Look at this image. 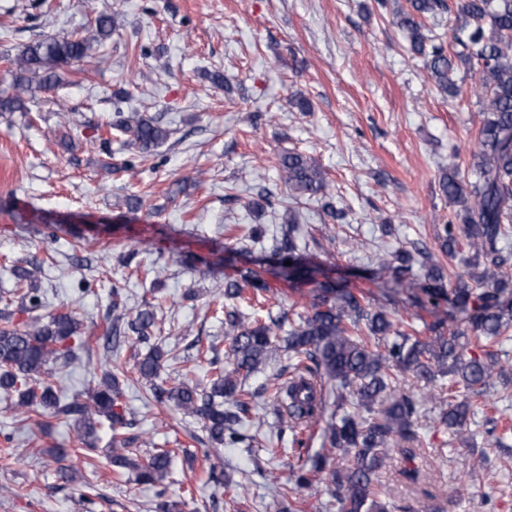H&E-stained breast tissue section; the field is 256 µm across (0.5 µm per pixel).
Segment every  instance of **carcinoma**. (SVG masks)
Segmentation results:
<instances>
[{
	"instance_id": "cac0c4a2",
	"label": "carcinoma",
	"mask_w": 512,
	"mask_h": 512,
	"mask_svg": "<svg viewBox=\"0 0 512 512\" xmlns=\"http://www.w3.org/2000/svg\"><path fill=\"white\" fill-rule=\"evenodd\" d=\"M457 8L460 23L450 37L457 47L452 56L444 42H435L426 26V20L448 9L446 0H409V6L396 11L394 19L406 32L410 50L426 58L439 92L456 93L452 74L460 64L476 75L472 92L483 119L472 178L461 183L456 166L442 173L443 196L461 209L456 212L458 225L436 227L442 253L453 260L458 247L466 246L473 272L467 280L452 274L425 248L413 253L398 251L391 259L379 258V264L400 291L414 266L424 269L429 284L416 306L436 308L446 303L459 312H469L464 327L446 336L421 338L413 324L402 330L390 312L372 308L364 292L325 281L319 283L312 313L298 316L288 330L282 316L246 314L233 303L224 307L229 346L223 359L208 347L214 372L208 386L193 382L186 372L170 385L160 380L164 351L158 345L137 362L139 379L150 383L151 398L158 406L204 421L213 445L236 448L247 440L239 430L250 400L243 382L272 353L287 351L288 378L278 387L272 407L299 445L303 444L298 438L301 426L325 422L329 447L307 455L293 470V477L299 488L325 486L326 512L396 509L394 503L382 500L376 477L395 447L408 461L420 456L418 404L399 388L405 375L428 384L447 377L448 387L464 389L466 397L461 400L448 395V410L440 418L444 428L461 438L469 416L468 397L486 395L498 380L512 373L509 353L500 349L512 339V252L502 246L512 235V226L505 223L512 213V0H459ZM114 29V17L102 13L91 35L42 34L24 45L10 60L14 93H0V114L23 111V95L33 96L55 86L61 79L59 70L92 57L94 46L110 39ZM106 128L109 133L116 130L127 135L142 153L153 151L169 135L157 119L138 112L126 116L119 112ZM279 171L291 202L283 213L285 229L277 252L291 264L278 266L274 275L297 287L316 282L322 272L294 258L297 205L305 197L330 196L332 187L321 167L300 152L283 154ZM40 268L36 260L18 267V279L26 284L21 310L28 314L27 320L16 323L9 306L0 309V391L16 396V410L27 420L34 414L74 421L76 438L88 450L95 447L98 427L108 422L112 447L106 456L112 467L134 471L140 481L160 486L159 512H176L178 503L164 500L171 451L156 448L142 459L130 448L135 439L121 433L129 426L116 411L122 396L119 376L125 371L105 372L96 386L69 401L45 380L44 375L74 349L88 346V337L83 335L82 323L68 312L40 314L42 300L35 288ZM248 288L255 295L267 290L261 273L255 271L240 282L227 279L224 298L242 300ZM123 325L147 344L156 327L155 314L147 309L133 314L114 300L112 321L99 337L105 352H111L112 338ZM389 336L392 340L382 349L369 345L371 337L384 340ZM328 382L336 388V411L331 414L324 388Z\"/></svg>"
}]
</instances>
